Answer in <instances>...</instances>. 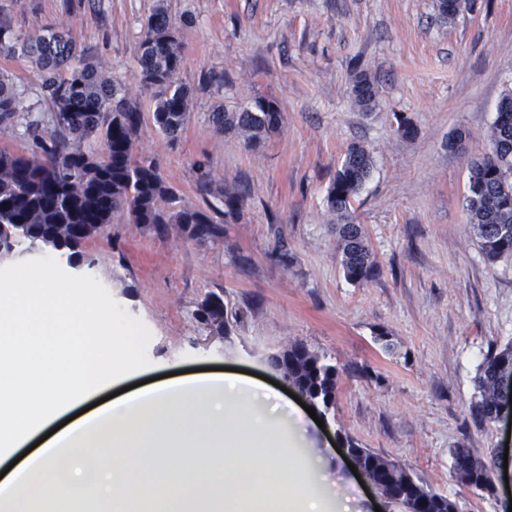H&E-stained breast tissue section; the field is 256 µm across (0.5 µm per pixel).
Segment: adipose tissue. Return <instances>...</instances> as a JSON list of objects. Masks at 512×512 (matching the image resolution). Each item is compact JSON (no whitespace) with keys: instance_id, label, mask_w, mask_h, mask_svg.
I'll return each mask as SVG.
<instances>
[{"instance_id":"adipose-tissue-1","label":"adipose tissue","mask_w":512,"mask_h":512,"mask_svg":"<svg viewBox=\"0 0 512 512\" xmlns=\"http://www.w3.org/2000/svg\"><path fill=\"white\" fill-rule=\"evenodd\" d=\"M93 278L68 277L47 257L15 264L0 279V502L26 501V512L54 500H81L84 490L120 493L119 512H133L128 492L144 484L160 491L146 512H175L186 494L213 512H323L316 469H285L288 453L275 421L287 417L302 432L299 409L281 412L276 397L233 374L199 377L191 386L148 390L120 400L88 428L54 430V423L103 380L117 381L138 363L121 340L110 304ZM39 448L17 457L37 434ZM227 448L223 480L205 482V449ZM178 459L175 467L164 466Z\"/></svg>"}]
</instances>
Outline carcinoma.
I'll list each match as a JSON object with an SVG mask.
<instances>
[{
    "label": "carcinoma",
    "instance_id": "obj_1",
    "mask_svg": "<svg viewBox=\"0 0 512 512\" xmlns=\"http://www.w3.org/2000/svg\"><path fill=\"white\" fill-rule=\"evenodd\" d=\"M0 52L20 53L34 60L43 74L42 87L49 100L50 118L37 117L27 125L40 152L31 156L0 150V226L3 233L22 225L23 244L41 243L63 249L68 257L82 260L83 242L125 214L134 224L158 233L177 224L193 238H221L224 224L238 219L251 199L250 188L227 186L209 169L199 167L197 188L217 191L224 198V211L215 217L197 207L174 209L177 194L164 179L155 160L139 157L136 142L142 113L109 68L78 54L60 27L48 25L42 34L26 37L0 23ZM138 63L144 86L155 91L153 121L174 141L185 128L189 91L176 83L182 64L180 25L162 6L148 18L138 43ZM351 93L365 110L376 105V88L364 73L352 79ZM23 92L0 78V122L11 121L19 112ZM210 122L220 132L240 137L252 148L279 132L281 113L277 104L259 98L234 110L218 109ZM103 139L108 153L97 157L87 145ZM493 154L469 164L468 223L474 225L484 256L496 260L512 254V93L499 102L490 129ZM373 168L371 153L362 145L349 149L336 171L325 197L327 210L340 224L337 248L345 277L362 283L379 272L376 258L354 221L352 202ZM198 319L209 322L213 333L227 330L224 301L208 295L198 310ZM274 369H283L288 380L329 410L336 401L338 370L325 356L303 344L270 356ZM512 365V342L488 351L474 378L475 399L471 413L475 422L495 420L512 393L500 382L499 371ZM346 447L357 451L360 467L387 483L392 503L405 510L425 503V512H459L458 502L419 484L405 468L344 438ZM452 470L462 484L489 495L494 458H485L470 448L451 450Z\"/></svg>",
    "mask_w": 512,
    "mask_h": 512
}]
</instances>
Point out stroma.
I'll return each mask as SVG.
<instances>
[{"instance_id": "stroma-1", "label": "stroma", "mask_w": 512, "mask_h": 512, "mask_svg": "<svg viewBox=\"0 0 512 512\" xmlns=\"http://www.w3.org/2000/svg\"><path fill=\"white\" fill-rule=\"evenodd\" d=\"M165 3L182 19L178 83L191 92L176 141L155 127L153 90L137 63L143 23ZM437 0H0V23L27 35L62 23L84 57L106 62L143 115L136 143L154 157L184 206L223 210L197 192V168L253 199L223 238L195 240L170 225L160 235L116 218L85 241L82 266L116 314L139 329L138 364L116 389L171 373L234 368L273 381L268 363L289 345L324 354L339 373L326 426L309 423L283 465L312 466L348 435L456 499L460 512H504L512 493L459 482L452 448L505 447L512 425L475 424L474 377L488 350L512 340V255L482 254L467 220L468 162L490 150L497 104L512 90V0H466L448 22ZM208 72L221 90L202 87ZM374 81L365 112L354 74ZM0 74L25 91L24 108L0 124V150L36 151L28 109H47L42 74L22 55L0 56ZM277 103L278 134L257 147L218 132L217 107ZM461 148H449L454 137ZM374 166L352 202L380 266L346 280L336 222L324 203L351 144ZM284 245L287 262L270 252ZM223 298L228 333L211 340L195 314Z\"/></svg>"}]
</instances>
